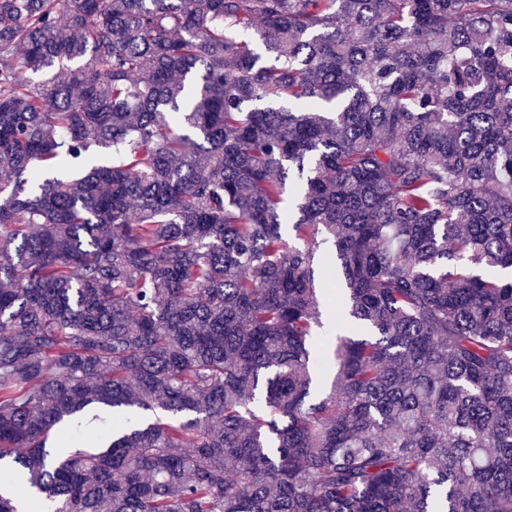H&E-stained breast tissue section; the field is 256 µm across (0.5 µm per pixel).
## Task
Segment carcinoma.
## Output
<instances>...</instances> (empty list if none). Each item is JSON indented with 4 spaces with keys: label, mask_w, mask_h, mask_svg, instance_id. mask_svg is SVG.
<instances>
[{
    "label": "carcinoma",
    "mask_w": 512,
    "mask_h": 512,
    "mask_svg": "<svg viewBox=\"0 0 512 512\" xmlns=\"http://www.w3.org/2000/svg\"><path fill=\"white\" fill-rule=\"evenodd\" d=\"M507 269L512 0H0V512H512Z\"/></svg>",
    "instance_id": "1"
}]
</instances>
